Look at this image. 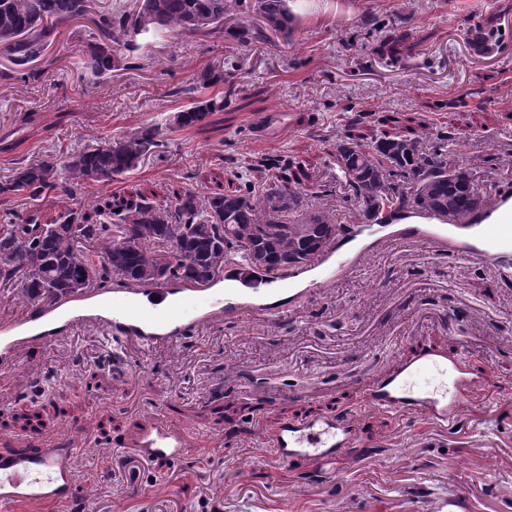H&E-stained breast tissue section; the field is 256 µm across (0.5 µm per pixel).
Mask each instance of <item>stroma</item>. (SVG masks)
Returning <instances> with one entry per match:
<instances>
[{"label": "stroma", "instance_id": "35a3bbf8", "mask_svg": "<svg viewBox=\"0 0 512 512\" xmlns=\"http://www.w3.org/2000/svg\"><path fill=\"white\" fill-rule=\"evenodd\" d=\"M295 22L275 46H241L225 34L157 39L139 68L102 84L75 67L78 41L62 28L44 81L0 82V134L17 155L63 158L177 108L171 89L242 62L244 93L202 131L165 136L135 170L90 185L86 202L143 191L238 188L223 158L287 156L330 173L348 129L367 112L454 127L452 152L482 189V208L512 195V0H291ZM404 19L399 55L378 54L362 26ZM497 29L477 50L469 28ZM36 113L34 125L22 118ZM272 112H312L314 125L259 136ZM111 340L94 325L50 344L26 345L0 371V449L45 439L87 441L66 504L15 512H436L459 495L468 512H512V270L460 265L419 244L377 242L356 270L324 282L288 313L267 320L217 317L162 348H130L112 370ZM431 347L470 352L482 391L445 424L362 408L369 387L398 358ZM355 411L357 445L332 475L313 463L283 465L263 439L284 418ZM183 426L196 446L146 462L136 433L157 418Z\"/></svg>", "mask_w": 512, "mask_h": 512}]
</instances>
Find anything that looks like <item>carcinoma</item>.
<instances>
[{"label": "carcinoma", "mask_w": 512, "mask_h": 512, "mask_svg": "<svg viewBox=\"0 0 512 512\" xmlns=\"http://www.w3.org/2000/svg\"><path fill=\"white\" fill-rule=\"evenodd\" d=\"M141 0L131 14L123 0L94 11L91 0H0V55L10 66L0 81L37 83L46 68L32 66L45 58L56 41L58 26L93 16L88 39L79 46L78 65L96 81L115 69H135L140 52L168 30L194 27L225 29L241 45L274 44L272 35L288 36L295 21L288 0ZM259 15L224 27L241 12ZM224 93L200 98L195 83L180 84L171 95L186 101L166 119L165 126L146 124L115 141L98 142L75 151L64 161L49 154L36 160H10L0 180V200L14 197L39 201L60 193L71 201L49 221L40 212L19 223L0 224V286L20 287L35 311L50 300L79 295L93 283L105 288L120 276L137 285L170 280L212 281L227 265L241 260L255 274L302 269L314 261L339 230L332 211L318 209L303 220L288 222L284 214L304 201L303 188L314 175L299 162L256 156L251 171H275L277 183L261 190L248 182L230 193L203 195L186 190L163 206L141 192L127 198L102 196L86 209L81 195L93 182L136 169L162 145L164 133L202 130L206 119L229 108L244 87L230 73L220 77ZM436 138L429 148L425 142ZM454 131L385 132L370 138L350 137L336 146L335 165L350 195L369 224H387L390 209L438 213L466 222L477 211L481 196L465 164L448 153ZM104 216L101 222L97 217ZM107 242L96 261L77 249L80 242ZM164 244L167 249L157 248Z\"/></svg>", "instance_id": "obj_1"}]
</instances>
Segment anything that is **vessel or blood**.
<instances>
[{
    "label": "vessel or blood",
    "mask_w": 512,
    "mask_h": 512,
    "mask_svg": "<svg viewBox=\"0 0 512 512\" xmlns=\"http://www.w3.org/2000/svg\"><path fill=\"white\" fill-rule=\"evenodd\" d=\"M440 226V231L431 232L410 225L391 235L390 240L422 243L437 252L446 250L466 263L512 265V222L453 224L444 219ZM363 260V254L342 252L332 244L318 258L329 279L356 269ZM245 294L256 300L252 309L242 308L237 299L225 296L220 288L162 283L113 290L103 308L97 310L90 305L95 294L89 290L51 303L22 320L0 323V369L10 368L26 344L56 341L88 323L105 327L115 350L120 351L130 345L169 346L197 333L217 316H266L268 309L260 303L265 289L249 288ZM424 369L439 375L440 383L429 389L414 386V375ZM480 389L468 374L467 357L451 359L445 353L428 350L410 360H394L363 404L381 414L420 415L444 424ZM268 441L277 460L288 465L343 459L355 447L357 438L352 415L333 413L283 420L269 434ZM133 446L149 459L176 460L188 454L193 443L180 427L161 422L142 430ZM82 450L79 443L0 450V512H14L22 503H65L72 499L76 492L75 458Z\"/></svg>",
    "instance_id": "b4317fda"
}]
</instances>
